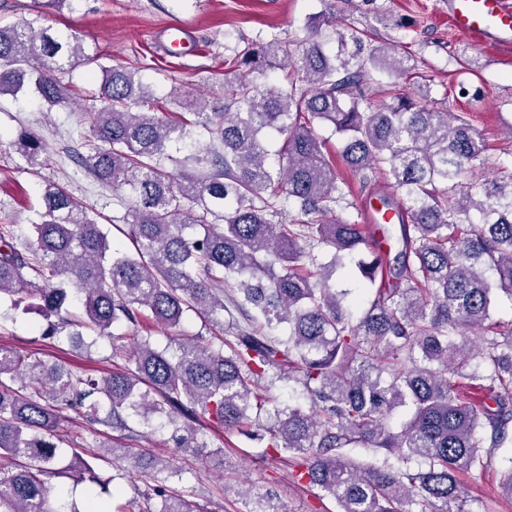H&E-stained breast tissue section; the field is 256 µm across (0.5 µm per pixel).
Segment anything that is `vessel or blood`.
I'll return each instance as SVG.
<instances>
[{
	"instance_id": "vessel-or-blood-1",
	"label": "vessel or blood",
	"mask_w": 512,
	"mask_h": 512,
	"mask_svg": "<svg viewBox=\"0 0 512 512\" xmlns=\"http://www.w3.org/2000/svg\"><path fill=\"white\" fill-rule=\"evenodd\" d=\"M448 16L461 32L512 44V0H448Z\"/></svg>"
}]
</instances>
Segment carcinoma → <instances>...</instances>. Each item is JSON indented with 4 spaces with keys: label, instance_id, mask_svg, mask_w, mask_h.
I'll use <instances>...</instances> for the list:
<instances>
[{
    "label": "carcinoma",
    "instance_id": "obj_1",
    "mask_svg": "<svg viewBox=\"0 0 512 512\" xmlns=\"http://www.w3.org/2000/svg\"><path fill=\"white\" fill-rule=\"evenodd\" d=\"M311 31L299 45L273 38L235 49L224 60L238 75L224 82L222 112L196 97L160 116L137 72L101 68L82 106L92 140L79 159L112 187L131 248L53 182L31 240L18 244L15 225L0 224V300L26 293L47 320L42 335L87 349L104 341L112 365L96 379L0 347V459L11 463L0 467V512H195L167 485L178 476L168 461L80 443L60 423L130 442L171 426L190 451L208 447L193 426L201 419L286 454L296 481L319 488L336 512H472L459 475L512 446V327L494 318L502 298L512 301V171L463 185L488 150L471 123L429 106L427 86L407 90V59L365 32L328 17ZM94 62L72 34L0 24V96L28 88L52 109L72 96L64 75ZM272 69L288 89L265 88ZM383 76L392 102L378 107L366 90ZM323 124L377 200L387 248L370 225L339 216L345 181L325 153ZM271 133L281 137L274 161ZM173 142L189 154L170 155ZM15 147L30 170L50 152L26 131ZM320 245L331 261L314 253ZM346 259L368 295L355 317L334 279ZM189 311L213 336H174L172 351L141 334L153 323L177 329ZM280 326L287 336L273 335ZM272 375L305 401L271 395L261 383ZM64 448L117 469L129 463L159 506L54 498L51 480L71 469Z\"/></svg>",
    "mask_w": 512,
    "mask_h": 512
}]
</instances>
